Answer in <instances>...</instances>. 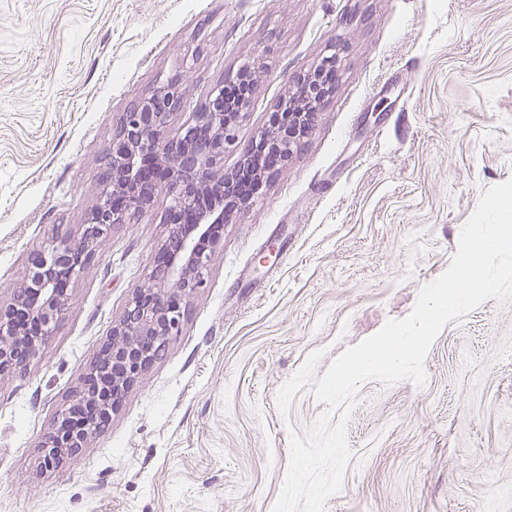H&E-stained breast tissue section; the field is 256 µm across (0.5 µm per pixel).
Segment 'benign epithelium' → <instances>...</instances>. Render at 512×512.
I'll use <instances>...</instances> for the list:
<instances>
[{"instance_id": "7a95c632", "label": "benign epithelium", "mask_w": 512, "mask_h": 512, "mask_svg": "<svg viewBox=\"0 0 512 512\" xmlns=\"http://www.w3.org/2000/svg\"><path fill=\"white\" fill-rule=\"evenodd\" d=\"M185 97L171 83L122 115L109 157L111 191L92 213L78 241L62 238L31 258L30 278L12 302L0 305V374L22 364L51 332L67 300L69 284L90 260L99 239L114 224H126L146 212L155 199L169 200L165 223L172 234L158 252L160 281L134 290L120 319L112 325L111 340L83 379L86 387L110 386L95 404L83 427H73L79 402L60 411L57 427L45 437L48 464L56 463V448H83L93 427L109 422L128 384L178 334L190 297L204 284L203 270L216 241L211 230L225 221L229 207V178L218 174L224 149L235 140L243 112H229L224 89L206 99L178 134L165 135L168 116L181 109ZM315 113L290 112L288 120L302 126V134L284 142L269 132L259 135L243 160L258 146L275 147L283 162L299 150L312 131Z\"/></svg>"}]
</instances>
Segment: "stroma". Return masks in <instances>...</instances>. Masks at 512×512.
<instances>
[{
  "instance_id": "obj_1",
  "label": "stroma",
  "mask_w": 512,
  "mask_h": 512,
  "mask_svg": "<svg viewBox=\"0 0 512 512\" xmlns=\"http://www.w3.org/2000/svg\"><path fill=\"white\" fill-rule=\"evenodd\" d=\"M335 86L301 150L228 216L178 335L60 464L42 442L171 228L114 225L39 352L0 375V512H273L290 434L347 418L324 512H512V299L446 323L421 384L313 386L277 405L452 264L483 193L512 181V0H0V304L31 254L78 239L122 112L179 80L175 135L243 66L260 76L224 170L323 57Z\"/></svg>"
}]
</instances>
